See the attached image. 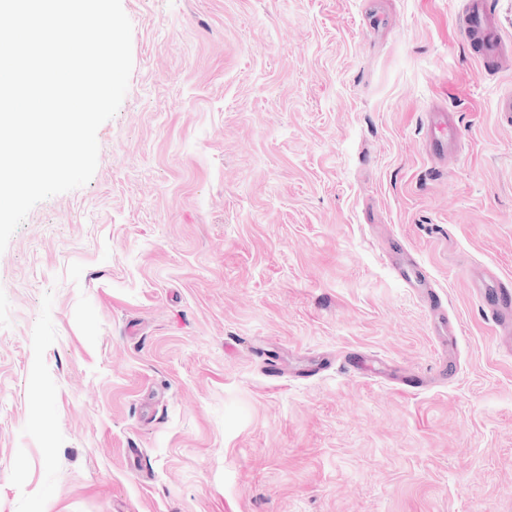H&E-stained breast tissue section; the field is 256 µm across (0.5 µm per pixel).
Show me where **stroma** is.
<instances>
[{"label": "stroma", "instance_id": "obj_1", "mask_svg": "<svg viewBox=\"0 0 512 512\" xmlns=\"http://www.w3.org/2000/svg\"><path fill=\"white\" fill-rule=\"evenodd\" d=\"M121 3L95 173L0 253V512H512V357L471 292L512 279V68L464 0ZM489 3V0H466L463 29L476 54L486 65L493 66L512 46L510 38L495 24ZM427 132L433 156L447 157L451 146L456 143L460 133L455 116L444 110L430 109L427 112Z\"/></svg>", "mask_w": 512, "mask_h": 512}]
</instances>
